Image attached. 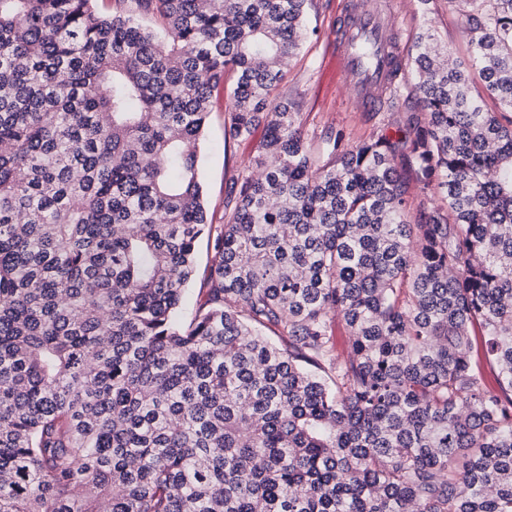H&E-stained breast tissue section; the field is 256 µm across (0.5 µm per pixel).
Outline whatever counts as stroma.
Wrapping results in <instances>:
<instances>
[{
	"label": "stroma",
	"instance_id": "1",
	"mask_svg": "<svg viewBox=\"0 0 512 512\" xmlns=\"http://www.w3.org/2000/svg\"><path fill=\"white\" fill-rule=\"evenodd\" d=\"M343 0H314L310 14L317 33L306 41L285 73L278 90L279 99L288 101L300 112L304 135L316 141L330 130L341 128L352 137H365L373 125L360 112L351 88L336 86L327 77L336 33V15ZM430 16L441 42L447 43L454 56L467 60L468 45L460 14L448 0H431ZM231 99L228 88L215 91L203 145L202 180L204 195L214 223H222L229 184L247 173L263 138V129L232 142L224 140V124L229 118Z\"/></svg>",
	"mask_w": 512,
	"mask_h": 512
}]
</instances>
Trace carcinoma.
Returning a JSON list of instances; mask_svg holds the SVG:
<instances>
[{"label": "carcinoma", "mask_w": 512, "mask_h": 512, "mask_svg": "<svg viewBox=\"0 0 512 512\" xmlns=\"http://www.w3.org/2000/svg\"><path fill=\"white\" fill-rule=\"evenodd\" d=\"M118 2L0 0V512H512V0H449L487 97L419 0L404 122L316 147L276 97L313 0ZM228 79L264 138L216 226ZM228 82L214 92L203 145L202 180L213 224H222L229 184L245 174L264 135L259 127L249 137L230 141L224 148V123L231 109ZM213 249L207 236L202 237L196 246V266H197V278L196 283L192 285L187 293L184 313L189 315L195 308L197 303L201 300V294H199V284L204 277V271L210 264L213 257ZM469 356L473 365L483 372L486 382L496 386L497 366L485 356L484 336L478 325L471 328Z\"/></svg>", "instance_id": "obj_1"}]
</instances>
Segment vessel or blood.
Returning a JSON list of instances; mask_svg holds the SVG:
<instances>
[{"label": "vessel or blood", "instance_id": "vessel-or-blood-1", "mask_svg": "<svg viewBox=\"0 0 512 512\" xmlns=\"http://www.w3.org/2000/svg\"><path fill=\"white\" fill-rule=\"evenodd\" d=\"M367 37L378 47V62L372 69L365 68L356 53L358 43ZM402 61L392 15L368 8L363 0H351L338 21L331 62L337 83L350 85L362 111H377L388 74Z\"/></svg>", "mask_w": 512, "mask_h": 512}]
</instances>
